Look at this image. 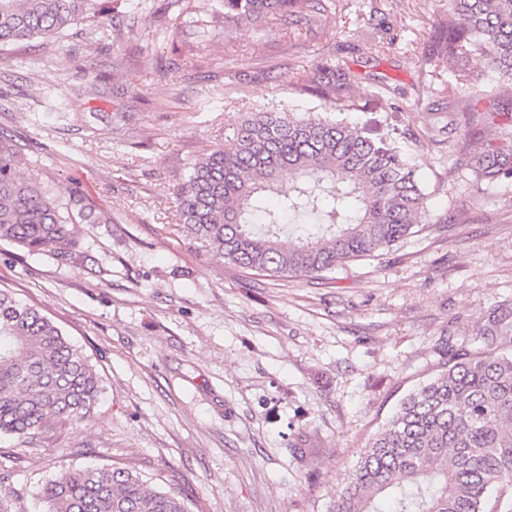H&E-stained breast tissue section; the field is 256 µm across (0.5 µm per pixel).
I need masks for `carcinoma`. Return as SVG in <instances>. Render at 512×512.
Listing matches in <instances>:
<instances>
[{
    "mask_svg": "<svg viewBox=\"0 0 512 512\" xmlns=\"http://www.w3.org/2000/svg\"><path fill=\"white\" fill-rule=\"evenodd\" d=\"M224 27L258 26L310 0H217ZM440 55L479 54L512 92V0H453ZM80 20L106 29L103 0H0V45L60 34ZM487 112L448 115L467 139ZM478 178L512 176V131L471 158ZM0 136V242L59 262L76 254L73 220L37 179L19 175ZM288 183V191L279 187ZM275 194L269 208L263 198ZM187 236L273 278L319 276L405 240L423 194L400 147L343 122L250 112L226 143L193 164L177 189ZM485 348L440 354L364 449L332 512H512V310L497 308ZM100 383L88 357L50 318L0 288V435L49 440L91 412ZM47 512H188L127 467L63 468L41 488Z\"/></svg>",
    "mask_w": 512,
    "mask_h": 512,
    "instance_id": "1",
    "label": "carcinoma"
}]
</instances>
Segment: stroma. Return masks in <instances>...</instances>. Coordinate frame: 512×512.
I'll return each mask as SVG.
<instances>
[{
    "instance_id": "35a3bbf8",
    "label": "stroma",
    "mask_w": 512,
    "mask_h": 512,
    "mask_svg": "<svg viewBox=\"0 0 512 512\" xmlns=\"http://www.w3.org/2000/svg\"><path fill=\"white\" fill-rule=\"evenodd\" d=\"M314 4L285 25L228 29L215 0H144L106 31L80 22L0 46V134L20 173L78 191L95 217L75 225L69 264L0 242V288L59 325L101 386L53 440L0 436L15 512H45L39 492L60 469L112 464L161 478L190 512H330L440 348L482 347L490 312L512 305V178L469 166L512 129L498 72L439 57L449 0ZM263 110L404 141L425 195L416 233L318 279L200 249L177 187ZM473 110L493 123L440 133Z\"/></svg>"
}]
</instances>
